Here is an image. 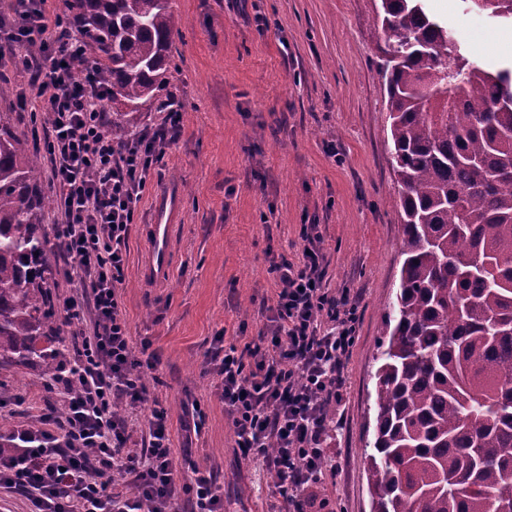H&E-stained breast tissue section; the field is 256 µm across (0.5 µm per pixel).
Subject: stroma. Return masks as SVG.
<instances>
[{
	"instance_id": "1",
	"label": "stroma",
	"mask_w": 512,
	"mask_h": 512,
	"mask_svg": "<svg viewBox=\"0 0 512 512\" xmlns=\"http://www.w3.org/2000/svg\"><path fill=\"white\" fill-rule=\"evenodd\" d=\"M183 20L170 54L169 89L182 131L166 147L160 176L137 204L122 312L133 342L149 341L159 363L148 398L130 411L131 444L152 410L168 414L179 477L212 473L223 512H273L259 466L243 460L224 411L219 378L205 358L218 343L244 347L268 323L280 282L272 259H302L307 225L320 236L329 292L358 299L346 362L341 421L327 440L337 466L319 495L335 512H370L364 448L374 425L375 357L397 290L402 217L392 169L387 94L379 72L380 0H171ZM462 47L490 66L512 60L486 49L512 32L459 0H425ZM0 112L30 138L35 93L29 72L0 60ZM181 188L174 276L151 288L139 277L141 226L166 186ZM39 368L0 365V385L20 405L0 410L5 429L36 428L59 394Z\"/></svg>"
}]
</instances>
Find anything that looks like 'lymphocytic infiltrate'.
<instances>
[{
    "instance_id": "1",
    "label": "lymphocytic infiltrate",
    "mask_w": 512,
    "mask_h": 512,
    "mask_svg": "<svg viewBox=\"0 0 512 512\" xmlns=\"http://www.w3.org/2000/svg\"><path fill=\"white\" fill-rule=\"evenodd\" d=\"M15 18L0 28L11 47L39 44L22 62L32 70L36 97L48 116L34 130L50 164L59 216L57 272L70 283L57 306L69 329L67 368L52 375L61 409H49L38 429L19 430L0 448V488L28 494L32 512H174L187 497L192 512H222L212 474L176 480L166 412L152 415L141 448L127 446L126 409L148 391L157 359L133 354L119 289L125 279L136 206L160 169L164 147L181 131L176 95L162 102L161 122L116 139L102 102L101 70L75 80L69 64L87 53L84 31L48 10V0H14ZM301 264L273 263L281 289L265 336L245 348L228 345L208 358L220 377L224 410L246 461L261 462L286 512H326L316 498L328 461L324 446L332 407L345 387L344 368L355 343L358 305L349 291L329 293L318 238L304 233ZM123 477L125 492L113 491Z\"/></svg>"
}]
</instances>
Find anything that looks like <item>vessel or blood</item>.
<instances>
[{"label": "vessel or blood", "instance_id": "b4317fda", "mask_svg": "<svg viewBox=\"0 0 512 512\" xmlns=\"http://www.w3.org/2000/svg\"><path fill=\"white\" fill-rule=\"evenodd\" d=\"M179 197V186H169L156 199L152 216L143 228L146 252L140 277L148 284L162 286L171 278L173 242L180 215Z\"/></svg>", "mask_w": 512, "mask_h": 512}]
</instances>
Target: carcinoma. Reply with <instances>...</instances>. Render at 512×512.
<instances>
[{
  "mask_svg": "<svg viewBox=\"0 0 512 512\" xmlns=\"http://www.w3.org/2000/svg\"><path fill=\"white\" fill-rule=\"evenodd\" d=\"M65 2L112 101L150 106L181 33L170 0ZM380 2L404 243L364 449L371 512H512V68L467 55L424 0ZM461 2L512 21V0ZM39 159L1 112L0 360L52 374Z\"/></svg>",
  "mask_w": 512,
  "mask_h": 512,
  "instance_id": "1",
  "label": "carcinoma"
}]
</instances>
